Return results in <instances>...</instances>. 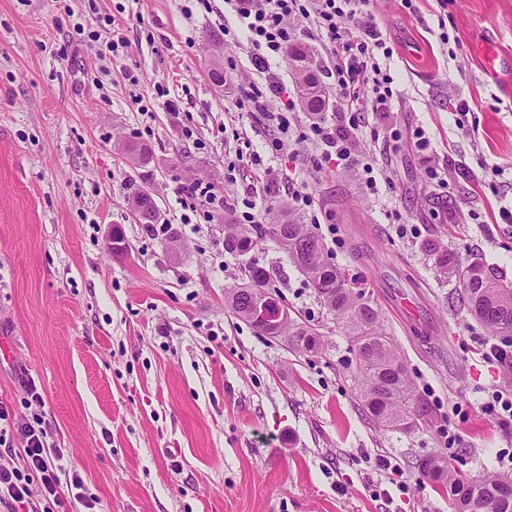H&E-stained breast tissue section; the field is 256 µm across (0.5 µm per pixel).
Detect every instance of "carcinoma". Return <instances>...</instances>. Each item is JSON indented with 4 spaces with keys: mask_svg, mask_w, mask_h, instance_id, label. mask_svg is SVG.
Wrapping results in <instances>:
<instances>
[{
    "mask_svg": "<svg viewBox=\"0 0 512 512\" xmlns=\"http://www.w3.org/2000/svg\"><path fill=\"white\" fill-rule=\"evenodd\" d=\"M288 55L298 61L295 80L300 100L310 95L322 102L319 111H324L326 91L314 72L312 48L296 41L289 47ZM258 231L270 236L288 255L289 262L313 288L317 301L336 316L339 328L352 339L357 398L363 412L383 428L399 425L414 416L417 405L420 406L419 416H424L426 403L414 394L398 349L383 328L380 312L372 301L348 287V274L331 261L322 238L313 227L290 214L286 219L260 225ZM252 244L249 228L229 222L224 224V250L245 254ZM426 248L437 256V275L455 280V303L466 309L492 337L499 336L504 329L512 330V284L498 279L478 261L462 263L454 259L438 242L429 241ZM245 276L246 282L228 293L226 303L235 316L249 323L254 294L269 292L268 273L250 264ZM281 335L290 337L293 348L298 351L318 353L324 348L322 334L315 326L292 318L281 329ZM419 471L446 490L451 512H474V507L480 504L491 512H512V497L501 495L502 483L512 479L508 476L466 475L436 457L427 458V465Z\"/></svg>",
    "mask_w": 512,
    "mask_h": 512,
    "instance_id": "cac0c4a2",
    "label": "carcinoma"
}]
</instances>
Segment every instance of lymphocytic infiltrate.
I'll list each match as a JSON object with an SVG mask.
<instances>
[{"mask_svg": "<svg viewBox=\"0 0 512 512\" xmlns=\"http://www.w3.org/2000/svg\"><path fill=\"white\" fill-rule=\"evenodd\" d=\"M249 35L257 59L284 54L296 38V25L313 26L320 39L329 42L339 59L336 90L341 107L360 113L369 102L386 104L393 96L391 76L383 72L379 56L391 51L377 32L368 11L369 0H225ZM354 28H347V21ZM370 86L371 96H364L363 86ZM240 107L264 113L276 125L282 137L273 141L282 149L285 141H315L330 148L337 159H348L355 142L347 130H335L325 122L308 127L292 126L288 117L294 109L292 99H283L277 110H269L267 99L257 86L243 91ZM19 438L22 467L0 465V507L5 512H61L65 500L60 493L58 471L63 454L53 440L46 420L34 415L13 413L0 402V445Z\"/></svg>", "mask_w": 512, "mask_h": 512, "instance_id": "obj_1", "label": "lymphocytic infiltrate"}]
</instances>
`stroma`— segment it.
I'll use <instances>...</instances> for the list:
<instances>
[{
  "instance_id": "obj_1",
  "label": "stroma",
  "mask_w": 512,
  "mask_h": 512,
  "mask_svg": "<svg viewBox=\"0 0 512 512\" xmlns=\"http://www.w3.org/2000/svg\"><path fill=\"white\" fill-rule=\"evenodd\" d=\"M368 9L392 51L380 64L393 97L363 112L347 161L316 168L322 145L271 152V123L239 109L245 82L291 92L295 73L285 55L258 65L224 0H0V401L50 422L68 512H449L419 458L512 475V418L486 409L512 376L486 359L489 334L452 306L455 284L423 248L440 239L512 282L499 216L512 210V83L487 81L478 51L512 61V0ZM298 39L326 124L347 128L334 52L308 29ZM452 98L468 113L449 111ZM131 143L150 149L148 166L130 165ZM197 179L224 199L213 219L182 202ZM140 186L159 224L135 220ZM300 187L313 198L301 222L379 309L430 407L414 428L366 417L351 340L274 242L224 249L225 221L249 207L267 223ZM251 263L293 318L320 327L322 353L232 315L226 294Z\"/></svg>"
}]
</instances>
